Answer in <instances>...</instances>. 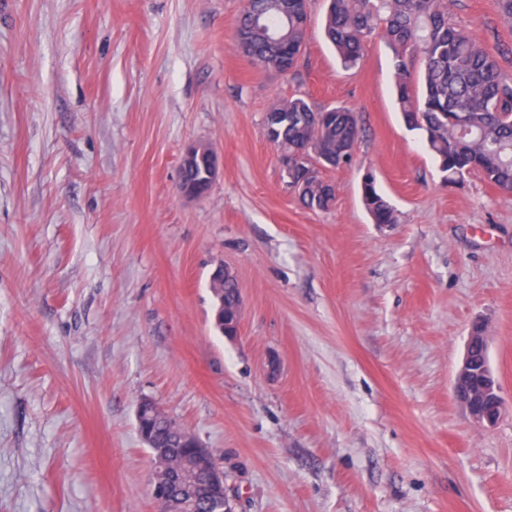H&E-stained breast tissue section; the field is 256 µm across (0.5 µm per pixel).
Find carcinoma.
I'll return each instance as SVG.
<instances>
[{
	"instance_id": "carcinoma-1",
	"label": "carcinoma",
	"mask_w": 512,
	"mask_h": 512,
	"mask_svg": "<svg viewBox=\"0 0 512 512\" xmlns=\"http://www.w3.org/2000/svg\"><path fill=\"white\" fill-rule=\"evenodd\" d=\"M310 0H246L237 21L236 45L252 65L293 70L308 37ZM452 0H330L324 33L347 69L358 67L373 35L385 38L394 54L397 103L407 127L419 130L434 154L444 181L460 185L480 174L491 186L512 194V78L498 56L456 21ZM279 119L266 123L277 150L292 154L314 141L336 156L334 168L353 161L350 148L360 137L358 116L334 107V119L318 126L316 109L302 98L272 108ZM363 203L376 224H393L389 202L370 172L361 178ZM335 199L311 182L300 201L327 210ZM216 329L232 326L239 292L221 268L211 276ZM151 433L176 454L182 447L159 422Z\"/></svg>"
}]
</instances>
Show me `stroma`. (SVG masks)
<instances>
[{
    "label": "stroma",
    "instance_id": "1",
    "mask_svg": "<svg viewBox=\"0 0 512 512\" xmlns=\"http://www.w3.org/2000/svg\"><path fill=\"white\" fill-rule=\"evenodd\" d=\"M327 6L281 74L237 49L244 0H0V512H158L145 399L212 451L236 512H512V195L444 183L391 49L372 36L343 68ZM453 10L511 75L496 0ZM296 97L360 118L325 211L266 135ZM195 143L220 174L186 199ZM367 171L395 223H373ZM476 323L492 425L452 394ZM197 160L204 162L205 176L207 181L204 183H184L179 180L177 190L178 193L185 198H198L203 196L208 190L207 187L212 184L219 175L220 164L217 156L209 148L208 153H199V145L194 144L187 147L181 157L180 167L192 166ZM224 270L220 267L217 268L211 276L210 288L216 300V329L224 334V327L232 329L235 312L237 310V320L239 325L240 306L237 309V301L239 292L236 280L229 274L225 275ZM223 279L222 281H217ZM227 327V328H226Z\"/></svg>",
    "mask_w": 512,
    "mask_h": 512
}]
</instances>
